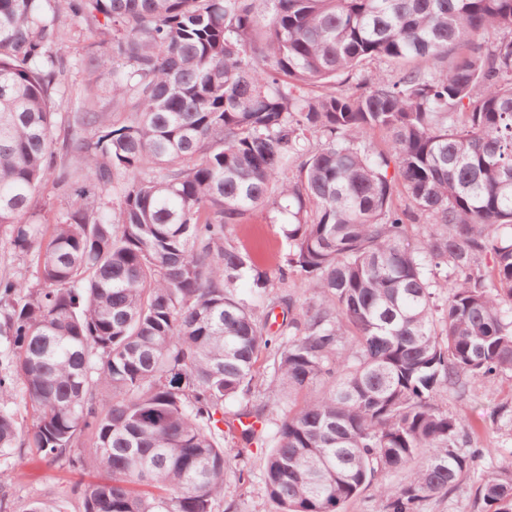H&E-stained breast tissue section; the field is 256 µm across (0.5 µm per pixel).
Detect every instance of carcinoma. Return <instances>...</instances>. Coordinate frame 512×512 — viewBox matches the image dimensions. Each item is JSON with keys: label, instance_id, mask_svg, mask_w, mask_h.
<instances>
[{"label": "carcinoma", "instance_id": "1", "mask_svg": "<svg viewBox=\"0 0 512 512\" xmlns=\"http://www.w3.org/2000/svg\"><path fill=\"white\" fill-rule=\"evenodd\" d=\"M64 16L111 56L123 121L90 86L54 111ZM49 172L76 200L42 224ZM269 209L300 305L227 235ZM0 229L37 267L0 279V466L81 467L90 441L83 512H214L243 452L225 403L269 350L271 383L327 384L276 425L280 512L399 471L378 512H423L481 453L437 395L512 374V0H0ZM476 496L512 512V466Z\"/></svg>", "mask_w": 512, "mask_h": 512}]
</instances>
